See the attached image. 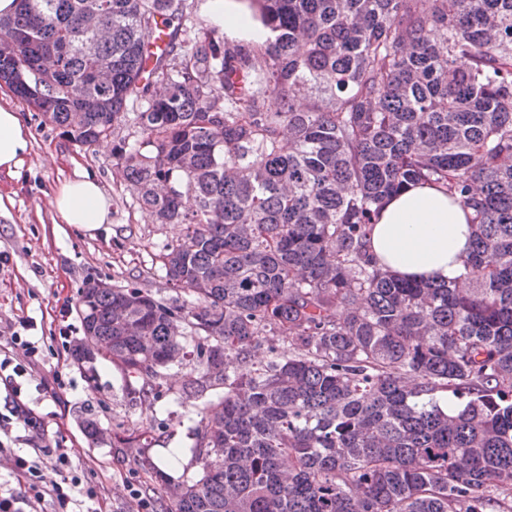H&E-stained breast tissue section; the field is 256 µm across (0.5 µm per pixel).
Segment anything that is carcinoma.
Returning <instances> with one entry per match:
<instances>
[{"instance_id": "1", "label": "carcinoma", "mask_w": 512, "mask_h": 512, "mask_svg": "<svg viewBox=\"0 0 512 512\" xmlns=\"http://www.w3.org/2000/svg\"><path fill=\"white\" fill-rule=\"evenodd\" d=\"M185 2L0 18V80L71 142L140 103L112 157L156 223L185 225L162 263L193 301L78 292L131 402L176 364L180 398L224 390L165 512H512V0H260L266 36L235 41ZM416 182L472 212L459 280L369 251Z\"/></svg>"}]
</instances>
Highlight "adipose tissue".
Returning a JSON list of instances; mask_svg holds the SVG:
<instances>
[{
	"label": "adipose tissue",
	"instance_id": "adipose-tissue-1",
	"mask_svg": "<svg viewBox=\"0 0 512 512\" xmlns=\"http://www.w3.org/2000/svg\"><path fill=\"white\" fill-rule=\"evenodd\" d=\"M31 134L19 109L0 104V173L19 174ZM52 207L58 223L95 230L111 223V202L94 175L79 170L58 185ZM471 212L443 189L413 184L393 195L374 225L370 247L383 268L413 280L452 281L465 273Z\"/></svg>",
	"mask_w": 512,
	"mask_h": 512
}]
</instances>
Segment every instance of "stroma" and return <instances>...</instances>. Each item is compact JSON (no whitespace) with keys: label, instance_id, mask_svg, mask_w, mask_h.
Here are the masks:
<instances>
[{"label":"stroma","instance_id":"obj_1","mask_svg":"<svg viewBox=\"0 0 512 512\" xmlns=\"http://www.w3.org/2000/svg\"><path fill=\"white\" fill-rule=\"evenodd\" d=\"M9 101L20 107L33 143L20 177L0 175V192L12 198L0 211V356L29 362L31 382L21 399L44 421L48 440L66 449L73 471L97 490L104 512H163L169 487L151 463L161 462L166 449L179 448L178 474L190 479L200 472L190 453L199 404L177 401L186 367L165 370L168 393L161 400L135 405L116 367L100 362L88 370L65 345L83 335L77 299L86 281L133 282L158 297L191 299L187 287L168 284L161 261L183 227L154 223L140 207L112 157L111 139L74 145L19 97ZM78 168L94 173L112 202L111 223L96 231L53 221V192ZM23 338L37 342L36 360H27ZM87 407L102 429L94 443L81 423ZM118 433L140 437L145 445L114 447ZM144 500L149 510L141 509Z\"/></svg>","mask_w":512,"mask_h":512}]
</instances>
